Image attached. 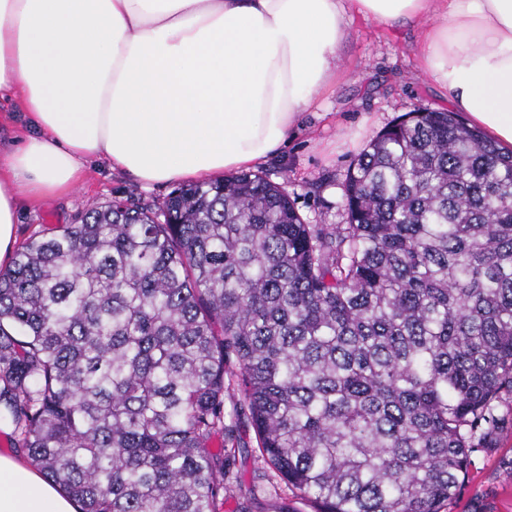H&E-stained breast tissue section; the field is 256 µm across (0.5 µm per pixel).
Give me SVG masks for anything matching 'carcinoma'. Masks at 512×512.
Here are the masks:
<instances>
[{
  "label": "carcinoma",
  "instance_id": "obj_1",
  "mask_svg": "<svg viewBox=\"0 0 512 512\" xmlns=\"http://www.w3.org/2000/svg\"><path fill=\"white\" fill-rule=\"evenodd\" d=\"M344 200L308 224L236 173L30 238L0 269L11 448L82 512H221L247 414L316 512H442L512 395V154L419 108Z\"/></svg>",
  "mask_w": 512,
  "mask_h": 512
}]
</instances>
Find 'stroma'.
Wrapping results in <instances>:
<instances>
[{"label": "stroma", "mask_w": 512, "mask_h": 512, "mask_svg": "<svg viewBox=\"0 0 512 512\" xmlns=\"http://www.w3.org/2000/svg\"><path fill=\"white\" fill-rule=\"evenodd\" d=\"M424 28L421 21L390 26L352 16L339 52L342 76L335 88L303 113L284 151L261 164L267 178L294 199L307 223H342L346 172L380 131L418 107L447 108L444 92L419 68L417 49ZM170 192V186H145L93 161L70 193L20 201L16 241L21 244L44 229L76 223L87 209L115 199L157 206ZM500 412L503 427L493 447L472 455L447 512H512V402L504 401ZM235 444L239 480L227 494L223 512H238L243 502L252 512H270L281 501L294 512H314L312 502L294 496L278 480L252 497L253 485L262 482L268 467L249 418L238 421Z\"/></svg>", "instance_id": "obj_1"}]
</instances>
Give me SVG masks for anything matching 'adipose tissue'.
Listing matches in <instances>:
<instances>
[{"mask_svg":"<svg viewBox=\"0 0 512 512\" xmlns=\"http://www.w3.org/2000/svg\"><path fill=\"white\" fill-rule=\"evenodd\" d=\"M427 19L420 68L512 152V0H0V99L35 132L0 145V261L20 201L62 194L99 161L144 185L203 182L277 155L340 77L349 14ZM0 454V512H79Z\"/></svg>","mask_w":512,"mask_h":512,"instance_id":"adipose-tissue-1","label":"adipose tissue"}]
</instances>
